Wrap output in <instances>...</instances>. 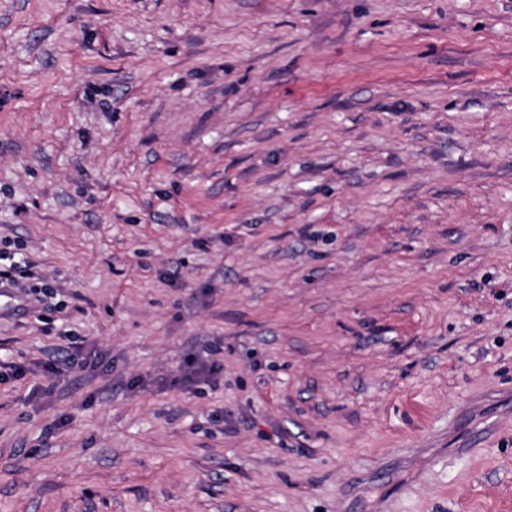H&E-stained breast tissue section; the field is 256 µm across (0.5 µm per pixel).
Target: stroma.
<instances>
[{
  "label": "stroma",
  "mask_w": 512,
  "mask_h": 512,
  "mask_svg": "<svg viewBox=\"0 0 512 512\" xmlns=\"http://www.w3.org/2000/svg\"><path fill=\"white\" fill-rule=\"evenodd\" d=\"M13 256L0 512H512V0H0ZM220 369V365L215 361H207L197 357L187 359L185 368L179 382L189 387L200 380H209L215 376Z\"/></svg>",
  "instance_id": "stroma-1"
}]
</instances>
